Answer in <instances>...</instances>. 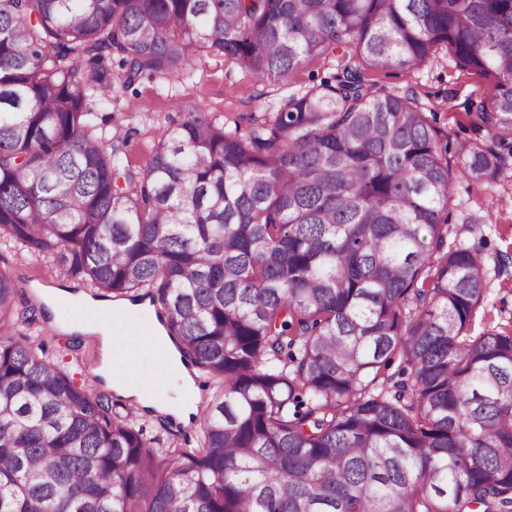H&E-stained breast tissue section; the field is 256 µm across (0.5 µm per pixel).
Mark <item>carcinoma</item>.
Segmentation results:
<instances>
[{"label": "carcinoma", "mask_w": 512, "mask_h": 512, "mask_svg": "<svg viewBox=\"0 0 512 512\" xmlns=\"http://www.w3.org/2000/svg\"><path fill=\"white\" fill-rule=\"evenodd\" d=\"M444 48L495 88L454 167L364 76ZM338 51L274 109L186 108L138 171L93 112L205 52L271 81ZM510 158L512 0H0V246L150 302L214 389L155 447L0 270V512H512V325L471 333L484 263L448 246L455 181Z\"/></svg>", "instance_id": "carcinoma-1"}]
</instances>
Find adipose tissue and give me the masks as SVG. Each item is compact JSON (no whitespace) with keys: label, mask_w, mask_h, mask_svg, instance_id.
<instances>
[{"label":"adipose tissue","mask_w":512,"mask_h":512,"mask_svg":"<svg viewBox=\"0 0 512 512\" xmlns=\"http://www.w3.org/2000/svg\"><path fill=\"white\" fill-rule=\"evenodd\" d=\"M115 315L131 320L138 317L149 319L147 342L154 352L159 371L157 383H147L130 389L123 385H114L118 395L133 399L143 408H151L162 414L175 417L178 421L189 422L197 415V388L194 379L183 363L181 356L160 323L155 322V313L149 304H121L111 308Z\"/></svg>","instance_id":"1"}]
</instances>
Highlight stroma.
<instances>
[{"mask_svg":"<svg viewBox=\"0 0 512 512\" xmlns=\"http://www.w3.org/2000/svg\"><path fill=\"white\" fill-rule=\"evenodd\" d=\"M336 69L337 60L332 57L296 70L284 80L263 82L232 59L205 54L191 68L166 78L142 79L112 99L95 103L93 110L103 118L107 134L124 141L125 160L137 169L143 167L153 141L179 119L186 107L232 119L241 113L276 107L287 96L308 89L315 79L335 74ZM365 76L381 92H415L427 111L434 113L436 127L453 150L471 136L470 120L463 108L465 100H489L495 93L490 81L462 71L447 51L419 69L372 68L366 70ZM448 243L478 252L486 266L485 313L476 320L474 332L512 319V167L491 182L457 181L449 207ZM0 268L16 281L19 306L37 307L40 323L52 324L56 315H69L70 308L63 302L54 313L40 309L32 288L37 282L75 289L76 281L61 275L55 266L33 264L6 250L0 252ZM111 328L116 350L113 380L136 387L157 379L154 356L143 355L137 365H129L124 354L132 341L126 326L115 321ZM45 339L49 352L58 354L76 385L107 393L105 385L94 380L93 370L98 363L94 340L56 329L46 333ZM142 415L147 437L183 448L196 446L198 422L184 424L150 409L143 410Z\"/></svg>","mask_w":512,"mask_h":512,"instance_id":"obj_1","label":"stroma"}]
</instances>
